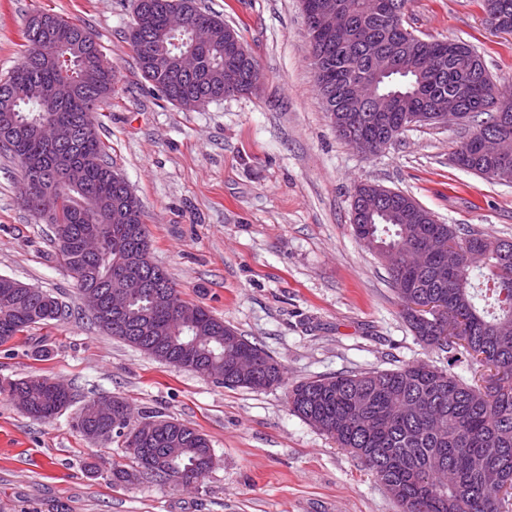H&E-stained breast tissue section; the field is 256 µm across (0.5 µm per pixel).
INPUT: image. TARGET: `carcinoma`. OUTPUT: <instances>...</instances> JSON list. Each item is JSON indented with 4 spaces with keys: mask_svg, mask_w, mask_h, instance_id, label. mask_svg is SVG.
<instances>
[{
    "mask_svg": "<svg viewBox=\"0 0 512 512\" xmlns=\"http://www.w3.org/2000/svg\"><path fill=\"white\" fill-rule=\"evenodd\" d=\"M344 4L353 21L369 33L368 42L337 47L325 55L324 76L314 74L329 118L341 110V87L365 77L376 82L373 58L378 53H398L391 74L379 83L381 94L394 93L393 103L379 111L370 103L361 112L371 118L383 112L391 124L384 144L409 130L403 116L411 110L428 111L441 96L456 95L467 110L464 121L487 114L468 136L470 154L459 167L497 184L504 180L502 161L475 152L478 139L497 126L499 110L512 114V98L500 94L481 56L469 45L460 54L442 51L444 40H425L403 27V18L392 20L385 12L367 11L363 0H332ZM190 21L214 22V38L195 46L188 30L167 27L171 0H144V9L133 15L128 42L142 78L167 89L165 97L177 105L200 98L224 99V78L233 73L239 81L259 67L255 57L232 67L224 59V20L208 14L198 0H176ZM21 61L0 78V150L12 157L26 155L44 182L59 193L60 209L51 224H66L71 251L60 250L61 259L80 261V242L90 225H105L112 240V257L139 246L141 239L129 229L146 224L138 198L128 209L120 206L126 186L112 178V162L96 126V112L112 97L117 69L112 66L93 34L81 24L54 13L38 11L22 30ZM193 49L202 64L197 80L180 76L175 60ZM85 168L79 188L68 184L60 159ZM505 167L512 172V158ZM381 215H352L355 236L368 225L374 243L395 254L415 247L425 250L428 264L408 269L392 264L388 274L399 303L404 294L439 295L448 312L463 319V335H441L438 328L422 326L404 315L410 330L426 347L448 353V368L428 362L396 369L341 373L300 381L288 390L291 410L352 452L382 482L398 512H512V493L492 499L488 486L500 470L512 474V261L497 248L501 239L473 228L440 224L435 215L414 198L396 192ZM446 238L461 252L462 267L442 280L435 264L440 241ZM49 294L14 288L0 280V345L18 334L63 316L51 309ZM154 313L166 351L182 368L198 372L196 362L206 363L210 377L228 387L265 390L282 382V369L265 350L249 342L224 321L199 307L194 325L184 326L145 293L130 305L116 328L100 327L111 336L152 354L149 335L142 340L125 337L123 327ZM257 360V376L240 381L231 375L236 356ZM466 361L503 373V384L494 393L480 380L465 381L453 371ZM22 399L21 412L40 420L50 419L75 400L70 389L49 378L31 376L0 385V394ZM125 428L139 431L147 444L129 453L132 463L146 470V481L162 486L187 487L198 481L213 451L207 435L158 412Z\"/></svg>",
    "mask_w": 512,
    "mask_h": 512,
    "instance_id": "1",
    "label": "carcinoma"
}]
</instances>
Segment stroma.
Here are the masks:
<instances>
[{
	"mask_svg": "<svg viewBox=\"0 0 512 512\" xmlns=\"http://www.w3.org/2000/svg\"><path fill=\"white\" fill-rule=\"evenodd\" d=\"M134 0H0V76L21 56L28 17L84 23L118 72L96 114L112 167L147 216L152 261L183 299L268 351L282 385L257 391L159 362L102 332L65 270L52 227L20 204L22 170L0 155V275L40 288L68 316L0 345V383L29 375L79 400L119 396L206 434L216 465L194 488L116 487L122 438L87 441L74 410L48 421L0 394V512H397L360 459L293 414L286 393L316 376L446 366L400 316L387 266L355 237L356 186L402 191L439 222L512 239V184L451 161L471 125L407 130L365 156L340 139L314 81L300 0H201L237 28L265 74L259 93L184 110L144 81L125 38ZM404 25L454 38L483 57L512 96V32L493 30L480 0H409Z\"/></svg>",
	"mask_w": 512,
	"mask_h": 512,
	"instance_id": "1",
	"label": "stroma"
}]
</instances>
